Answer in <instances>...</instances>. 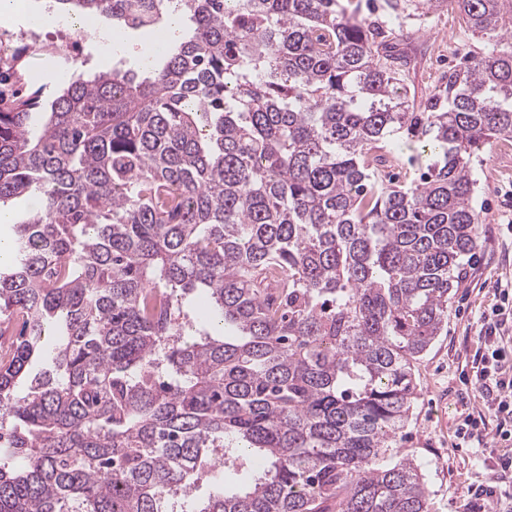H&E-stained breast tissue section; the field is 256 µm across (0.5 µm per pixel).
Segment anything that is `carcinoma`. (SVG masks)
Listing matches in <instances>:
<instances>
[{
	"mask_svg": "<svg viewBox=\"0 0 512 512\" xmlns=\"http://www.w3.org/2000/svg\"><path fill=\"white\" fill-rule=\"evenodd\" d=\"M53 3L190 26L40 126L43 88L0 95V205L39 202L0 270V512H430L398 434L479 248L471 159L512 138V0H455L492 50L423 101L353 0Z\"/></svg>",
	"mask_w": 512,
	"mask_h": 512,
	"instance_id": "obj_1",
	"label": "carcinoma"
}]
</instances>
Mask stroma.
Listing matches in <instances>:
<instances>
[{
  "mask_svg": "<svg viewBox=\"0 0 512 512\" xmlns=\"http://www.w3.org/2000/svg\"><path fill=\"white\" fill-rule=\"evenodd\" d=\"M143 30H128L122 44L105 50L94 34L77 33L78 59L83 71L115 67L137 69L136 55L148 40ZM408 38L417 62L406 74L416 96L433 92L450 72L469 64L487 49L461 19L447 10L412 22ZM475 206L483 219L481 245L459 288L448 304V330L435 338L415 367L418 397L401 436L402 448L421 465L430 491L432 512H472L470 488L485 483L487 471L474 449L457 447L456 422L482 405L471 372L482 315L496 302L493 284L512 277V240L499 227L512 221V139L497 140L474 155Z\"/></svg>",
  "mask_w": 512,
  "mask_h": 512,
  "instance_id": "stroma-1",
  "label": "stroma"
}]
</instances>
